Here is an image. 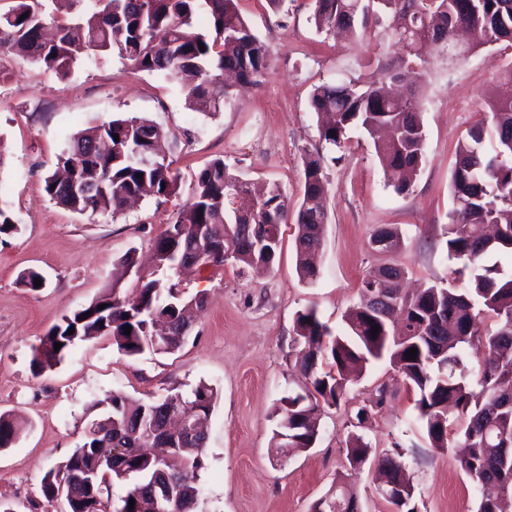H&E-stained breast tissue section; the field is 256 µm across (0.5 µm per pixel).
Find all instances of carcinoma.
I'll return each mask as SVG.
<instances>
[{
  "instance_id": "1",
  "label": "carcinoma",
  "mask_w": 512,
  "mask_h": 512,
  "mask_svg": "<svg viewBox=\"0 0 512 512\" xmlns=\"http://www.w3.org/2000/svg\"><path fill=\"white\" fill-rule=\"evenodd\" d=\"M59 15L52 17L56 34L45 37L47 18L42 0H15L0 13V51L18 55L58 77L69 74L87 50L116 54L136 72L159 74L181 86L186 107L216 113L224 108L228 86L224 77L255 83L269 63L268 47L241 16L239 0H53ZM317 31L356 32L355 20L370 11L389 20L393 40L402 47L391 63V79L409 72L430 44L448 46L459 28L471 35V48L500 42L512 47V0H313ZM313 111L329 122L320 137L332 150L345 146L347 132L359 129L374 139L387 184L405 193L425 163V132L421 99L413 93L396 99L384 83L351 80L323 83L310 95ZM491 126L478 125L456 147L450 191L453 208L446 238L447 257L461 264L455 274L458 288L432 284L411 297L401 293L404 269L396 264L369 270L361 292L377 288L403 312L396 331L387 309L364 301L345 314V330L332 332L313 307L296 314L294 341L299 348L295 367L308 380L300 391L281 399L275 412L273 438L288 435V450L301 452L318 439L320 408L340 406L345 374L382 359L404 377L415 394L417 419L429 447L442 450L459 434L468 448L460 466L476 487L491 485L496 494L481 498L477 512H512V275L501 257H512V99L489 103ZM335 135H329V132ZM119 139H114V136ZM162 131L145 117L117 118L74 135L58 156L67 172L45 181L51 199L79 214H117L128 202L150 192L157 197L175 194L178 175L162 154ZM304 185L295 214V255L300 278L312 281L317 269L311 255L321 244L325 211V157L305 155ZM288 216V196L274 183L261 195L251 184L230 172L218 158L204 167L193 196L177 211L155 243L156 270L144 274L131 253L121 263L137 276L138 298L128 302L118 284L88 305L54 323L35 348L33 372L60 364L66 352L92 336H109L118 351L137 357L145 351L170 354L186 341L179 328L190 310L201 308V296L186 297L156 277L173 271L188 251L199 267L233 261L243 267L269 268L280 250L281 228ZM497 227L494 237L483 227ZM12 213L0 202V242L17 234ZM395 227L371 235L374 250L392 253L400 245ZM105 305L100 310L98 306ZM496 320L491 329L479 328L475 308ZM89 314L83 318V314ZM131 326L130 334L124 327ZM379 326L372 335L373 326ZM73 334H68L69 329ZM60 342V349L55 343ZM417 356L407 358L409 349ZM482 360L473 375L467 359ZM386 389L358 407L356 424L385 403ZM217 390L199 381L183 395L136 399L122 393L106 404L95 403L82 445L45 474L41 491L46 502L60 487H73L65 498L66 512H107L112 482L129 483L121 497V512H154L148 489L161 475L169 479L170 512H194L200 489L193 480L205 469L202 433L192 439L172 430L165 411H190L208 419ZM20 422L0 412V448L11 445ZM126 454L112 456V449ZM351 470L370 459L371 445L352 432L345 441ZM400 446L379 458L380 467L398 471ZM414 486L399 485L380 497L389 512H417L411 506ZM134 507H129L130 499ZM357 500L349 477L336 478V490L319 500L311 512H340L339 506Z\"/></svg>"
}]
</instances>
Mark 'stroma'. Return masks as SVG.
I'll list each match as a JSON object with an SVG mask.
<instances>
[{"label": "stroma", "mask_w": 512, "mask_h": 512, "mask_svg": "<svg viewBox=\"0 0 512 512\" xmlns=\"http://www.w3.org/2000/svg\"><path fill=\"white\" fill-rule=\"evenodd\" d=\"M239 8L270 49L264 92L240 88L215 114L188 110L178 86L133 71L116 56L85 54L60 79L0 53V200L20 227L0 243V412L29 424L11 447L0 449V501L14 512H55L41 494L42 479L82 444L94 400L113 392L157 398L204 381L217 398L198 512H310L343 474L355 485L362 512H387L373 468L351 471L345 451L352 410L383 386L386 403L361 429L373 455L401 444L418 512H477L480 494L460 467L459 448L430 449L415 421V396L388 362L348 382L340 408H323L318 440L307 451L280 456L271 445L272 412L304 384L294 367L298 311L316 308L331 330L342 329L366 271L392 261L405 268L411 288L453 281L457 264L447 258L442 230L452 208L454 148L484 119L486 98L512 92L496 81L512 62V48L480 47L452 65L446 47L431 46L416 78L427 159L410 190L399 194L388 186L371 138L360 131L349 132L341 160L332 162L309 105L316 85L386 79L399 47L384 24L368 23L357 36L337 40L317 32L313 0H282L276 12L267 0H240ZM132 116L149 118L164 132L179 174L176 193L145 198L115 216L79 214L51 200L45 179L67 138ZM316 150L328 159L327 220L313 282L297 274L290 222L269 270L229 261L171 275L187 294L205 297L175 353L130 358L110 337L98 336L71 348L55 368L32 372V351L48 329L110 288L127 252L150 263L156 239L191 197L207 163L220 158L246 181L277 183L293 206L301 197L304 156ZM386 226L402 235L391 255L370 247L373 231ZM28 269L44 276L43 288L20 284Z\"/></svg>", "instance_id": "obj_1"}]
</instances>
